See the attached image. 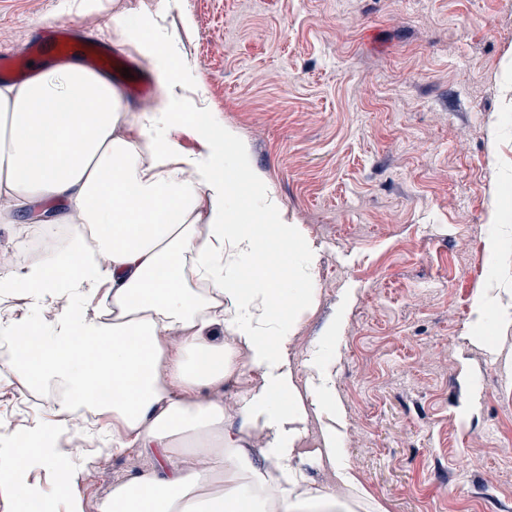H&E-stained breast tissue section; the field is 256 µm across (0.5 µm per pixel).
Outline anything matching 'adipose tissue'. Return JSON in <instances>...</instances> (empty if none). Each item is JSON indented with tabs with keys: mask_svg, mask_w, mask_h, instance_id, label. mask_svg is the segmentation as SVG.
Listing matches in <instances>:
<instances>
[{
	"mask_svg": "<svg viewBox=\"0 0 512 512\" xmlns=\"http://www.w3.org/2000/svg\"><path fill=\"white\" fill-rule=\"evenodd\" d=\"M112 33L163 73L162 107L126 111L79 65L0 84V222L85 227L96 253L50 241L19 270L0 251V381L51 397L54 424L24 426L13 459L42 462L55 512H353L327 343L311 394L335 480L313 486L297 463L286 355L316 301L315 250L237 130L184 97L195 79L161 16L113 13ZM246 367L259 380L226 401ZM128 451L151 468L88 504L81 480Z\"/></svg>",
	"mask_w": 512,
	"mask_h": 512,
	"instance_id": "ef3b65f1",
	"label": "adipose tissue"
}]
</instances>
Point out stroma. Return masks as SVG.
<instances>
[{"label": "stroma", "instance_id": "1", "mask_svg": "<svg viewBox=\"0 0 512 512\" xmlns=\"http://www.w3.org/2000/svg\"><path fill=\"white\" fill-rule=\"evenodd\" d=\"M0 0V49L25 56L40 25L69 23L125 54L113 11L156 0ZM166 24L252 163L319 254L317 298L288 367L306 409L299 465L324 486V426L308 393L331 369L360 512H512V322L474 325L492 289L512 309V245L485 240L512 198V0H171ZM41 408L0 389V448ZM119 454L88 502L147 470Z\"/></svg>", "mask_w": 512, "mask_h": 512}]
</instances>
